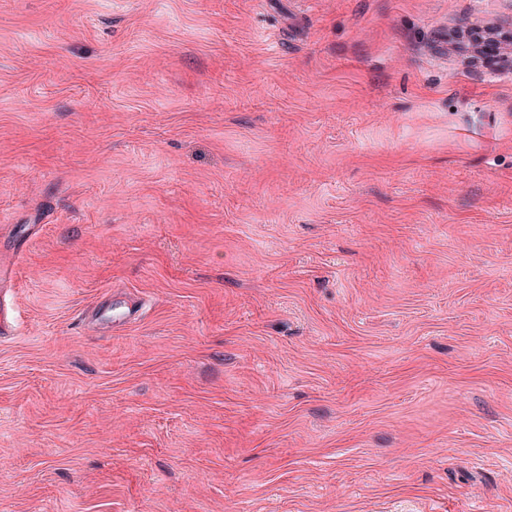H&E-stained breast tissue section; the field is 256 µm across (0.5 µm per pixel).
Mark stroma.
<instances>
[{
  "label": "stroma",
  "mask_w": 512,
  "mask_h": 512,
  "mask_svg": "<svg viewBox=\"0 0 512 512\" xmlns=\"http://www.w3.org/2000/svg\"><path fill=\"white\" fill-rule=\"evenodd\" d=\"M463 22L512 0H0V512H512Z\"/></svg>",
  "instance_id": "1"
}]
</instances>
